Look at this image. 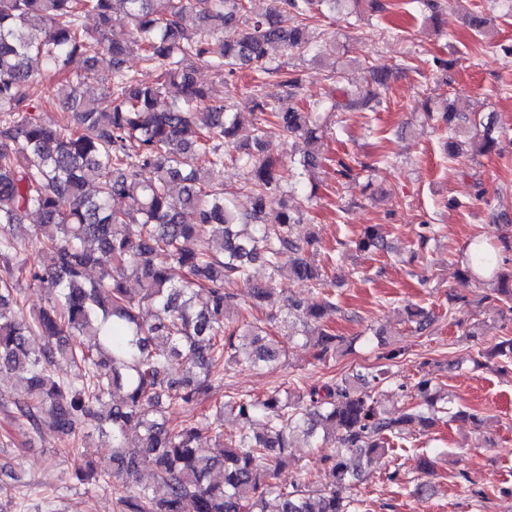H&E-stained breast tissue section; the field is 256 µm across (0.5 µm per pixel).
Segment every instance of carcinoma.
<instances>
[{"label": "carcinoma", "instance_id": "obj_1", "mask_svg": "<svg viewBox=\"0 0 512 512\" xmlns=\"http://www.w3.org/2000/svg\"><path fill=\"white\" fill-rule=\"evenodd\" d=\"M363 1L386 11L382 0H272L264 14L251 11V0H0V374H21L16 418L36 433L52 429L69 454L77 455L76 436L87 421L110 438L111 469L99 473L79 462L72 475L83 485L112 488L118 512H359L358 501L340 490L359 482L394 441L447 416L477 430L485 424L477 413L446 407L424 376L406 390L410 405L393 414L376 392L388 379L386 368L304 392L213 399L230 369L278 367L287 342L314 349L319 361L352 342L328 324L336 311L332 295L322 291L328 273L314 259L315 236L294 235L303 213L289 203L281 165L255 155L276 131L305 144L301 171L318 166L319 113L267 101L247 117L229 112L194 72L207 67L232 76L251 68L257 85L274 73L293 99L300 78L266 68L269 47L315 54L307 20L324 7L353 15ZM117 10L133 26L129 42L108 36ZM89 15L98 22L93 31L83 25ZM229 26L239 30L232 42L219 36ZM134 51L155 72L153 80L127 66ZM76 56L84 58L82 74L68 71ZM101 67L109 76L105 97L84 96L85 80ZM169 85L180 98L167 99ZM54 91L64 95L66 111L48 120L39 102ZM372 101L367 93L346 92L334 107L363 110ZM444 120L454 157L495 151L506 134L492 113L472 121L447 111ZM230 139L247 149L238 157L249 172L251 210L244 215L235 192L215 181ZM383 162L340 160L336 172L350 178L358 166L373 170ZM89 172L96 176L92 188ZM276 197L271 223L267 207ZM116 198L128 208H113ZM32 212L40 218L31 230L40 243L33 266L14 233ZM501 242L473 240L461 278L486 288L487 302L511 304L512 312V269L499 260L512 242ZM344 247L388 249L375 225ZM257 262L273 279L288 276L317 290L306 304H288L286 342L273 333L275 316L228 323L241 298L226 284L244 285L256 302L271 295L251 279ZM95 265L97 277L87 278ZM173 265L184 271L177 282ZM130 279L139 285L135 295ZM27 288L48 290L47 303L29 314ZM405 313L418 333L435 322L422 307L408 305ZM492 355L501 367L512 366V338L497 343ZM60 359L73 368L65 380L53 373ZM173 407L183 411L174 426L165 416ZM226 411L239 422L227 437ZM206 433L224 445L222 457L202 446ZM131 436L137 452L127 449ZM299 437L330 447L320 457L327 482L317 489L303 478L274 483ZM434 464L422 455L426 479L410 492H434L427 480ZM143 470L152 482H140Z\"/></svg>", "mask_w": 512, "mask_h": 512}]
</instances>
